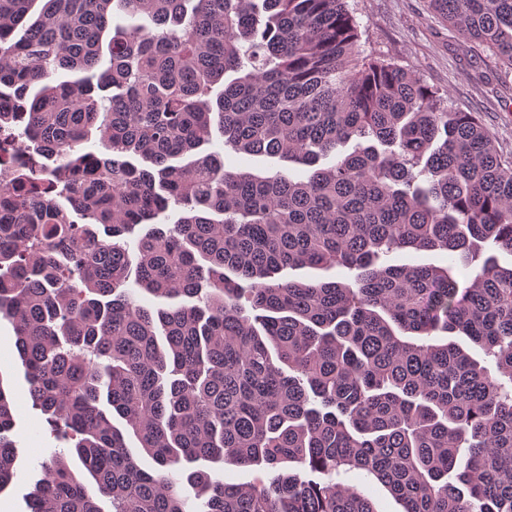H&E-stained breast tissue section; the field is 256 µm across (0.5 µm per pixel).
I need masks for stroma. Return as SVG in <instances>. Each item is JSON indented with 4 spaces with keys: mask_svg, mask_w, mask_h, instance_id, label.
<instances>
[{
    "mask_svg": "<svg viewBox=\"0 0 512 512\" xmlns=\"http://www.w3.org/2000/svg\"><path fill=\"white\" fill-rule=\"evenodd\" d=\"M362 33L365 53L390 58L414 70L448 98L455 112H476L498 151L512 156V69L484 54L448 28L429 0H348ZM0 375L13 389V435L18 444L15 475L0 493V512H28V500L42 479L43 464L64 445L45 415L32 405L10 322L0 318Z\"/></svg>",
    "mask_w": 512,
    "mask_h": 512,
    "instance_id": "obj_1",
    "label": "stroma"
}]
</instances>
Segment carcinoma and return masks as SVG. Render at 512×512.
Segmentation results:
<instances>
[{
  "label": "carcinoma",
  "mask_w": 512,
  "mask_h": 512,
  "mask_svg": "<svg viewBox=\"0 0 512 512\" xmlns=\"http://www.w3.org/2000/svg\"><path fill=\"white\" fill-rule=\"evenodd\" d=\"M429 2L512 69V0ZM359 40L347 0H0V317L81 465L52 456L30 512H187L179 475L204 512H376L354 470L405 512H512V266L483 256L512 251V159ZM216 133L291 169L228 170ZM422 251L472 276L394 261ZM11 404L0 374V494ZM336 481L345 485H358L363 488L378 512H403L402 505L372 476L366 477L361 472L352 471L341 473L340 476L336 477Z\"/></svg>",
  "instance_id": "cac0c4a2"
}]
</instances>
